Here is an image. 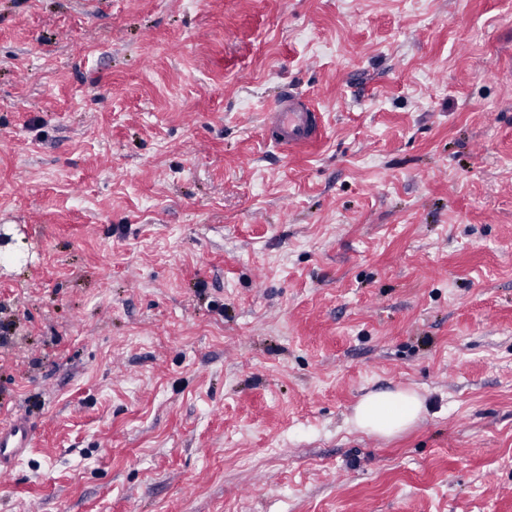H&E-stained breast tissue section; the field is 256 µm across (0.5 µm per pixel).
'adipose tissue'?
<instances>
[{
	"instance_id": "ef3b65f1",
	"label": "adipose tissue",
	"mask_w": 512,
	"mask_h": 512,
	"mask_svg": "<svg viewBox=\"0 0 512 512\" xmlns=\"http://www.w3.org/2000/svg\"><path fill=\"white\" fill-rule=\"evenodd\" d=\"M424 411V402L413 391L369 394L354 410L357 428L371 434L391 436L410 427Z\"/></svg>"
}]
</instances>
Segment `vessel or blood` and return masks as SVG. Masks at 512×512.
<instances>
[{"mask_svg": "<svg viewBox=\"0 0 512 512\" xmlns=\"http://www.w3.org/2000/svg\"><path fill=\"white\" fill-rule=\"evenodd\" d=\"M265 123L275 143L301 148L320 140L322 122L319 112L298 95L285 93L265 114ZM33 432L25 422L16 420L0 427V473H10L30 447Z\"/></svg>", "mask_w": 512, "mask_h": 512, "instance_id": "vessel-or-blood-1", "label": "vessel or blood"}]
</instances>
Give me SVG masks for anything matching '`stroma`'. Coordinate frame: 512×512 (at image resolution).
Listing matches in <instances>:
<instances>
[{"mask_svg": "<svg viewBox=\"0 0 512 512\" xmlns=\"http://www.w3.org/2000/svg\"><path fill=\"white\" fill-rule=\"evenodd\" d=\"M1 224L0 512H512V0H0ZM265 124L275 143L292 149L307 146L322 137L320 113L291 92L285 93L265 113ZM424 409L423 400L414 391L369 394L355 407L353 422L368 433L391 436L415 423ZM33 432L23 421H13L0 427V473L8 474L21 459L24 451L31 446Z\"/></svg>", "mask_w": 512, "mask_h": 512, "instance_id": "obj_1", "label": "stroma"}]
</instances>
